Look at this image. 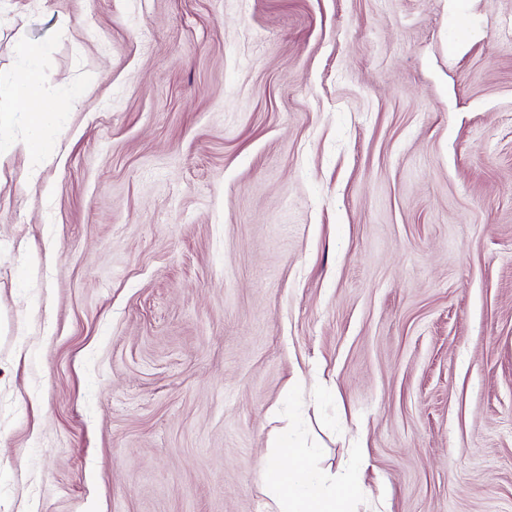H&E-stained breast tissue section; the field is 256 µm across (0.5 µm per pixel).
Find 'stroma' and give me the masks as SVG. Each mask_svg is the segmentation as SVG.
Returning a JSON list of instances; mask_svg holds the SVG:
<instances>
[{"label": "stroma", "instance_id": "obj_1", "mask_svg": "<svg viewBox=\"0 0 512 512\" xmlns=\"http://www.w3.org/2000/svg\"><path fill=\"white\" fill-rule=\"evenodd\" d=\"M0 512H512V0H0ZM82 90L64 112L62 85ZM15 50L19 65L5 79H2L0 74V97L2 85H5L13 102L26 105L24 112L30 134L22 142V148L30 156L44 157L49 152V122L55 108H48L36 97L40 73V48L34 42L20 41L16 44ZM13 112L16 111L12 107H4L0 102V162L5 155L17 146L8 136L13 124ZM283 456H292L296 465L285 468L267 460L268 482L265 493L271 502V512H356V488L348 477L342 478V488L336 490V474L319 472L304 463L309 455L302 443H292L288 433L280 441ZM279 476L273 477L271 473Z\"/></svg>", "mask_w": 512, "mask_h": 512}]
</instances>
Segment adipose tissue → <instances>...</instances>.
I'll return each instance as SVG.
<instances>
[{"mask_svg":"<svg viewBox=\"0 0 512 512\" xmlns=\"http://www.w3.org/2000/svg\"><path fill=\"white\" fill-rule=\"evenodd\" d=\"M18 66L5 78L4 84L13 101L26 106L30 134L22 145L34 156H45L49 151L51 110L36 96L40 73V48L31 41L16 45ZM283 455L292 456L296 464L283 467L267 461L270 474L265 493L271 502V512H354L356 488L350 480L336 481L334 476L306 465L308 448L301 443L280 441Z\"/></svg>","mask_w":512,"mask_h":512,"instance_id":"obj_1","label":"adipose tissue"}]
</instances>
